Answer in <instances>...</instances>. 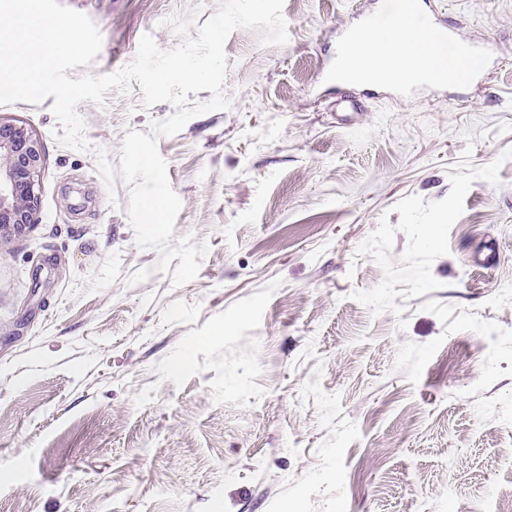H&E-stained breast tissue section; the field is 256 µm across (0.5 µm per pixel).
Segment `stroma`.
Segmentation results:
<instances>
[{
    "label": "stroma",
    "mask_w": 512,
    "mask_h": 512,
    "mask_svg": "<svg viewBox=\"0 0 512 512\" xmlns=\"http://www.w3.org/2000/svg\"><path fill=\"white\" fill-rule=\"evenodd\" d=\"M112 73L220 0H60ZM491 52L465 89L325 76L371 0H285L286 45L228 38L231 105L158 140L206 244L155 272L130 188L58 144L53 98L0 106L44 146L39 222L0 256V512H502L512 502V0H430ZM365 105L339 120L349 93ZM77 112L118 163L172 105ZM148 279L130 283L137 270Z\"/></svg>",
    "instance_id": "35a3bbf8"
}]
</instances>
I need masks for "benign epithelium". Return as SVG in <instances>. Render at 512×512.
<instances>
[{
  "label": "benign epithelium",
  "mask_w": 512,
  "mask_h": 512,
  "mask_svg": "<svg viewBox=\"0 0 512 512\" xmlns=\"http://www.w3.org/2000/svg\"><path fill=\"white\" fill-rule=\"evenodd\" d=\"M43 145L25 126L0 121V253L38 223Z\"/></svg>",
  "instance_id": "1"
}]
</instances>
